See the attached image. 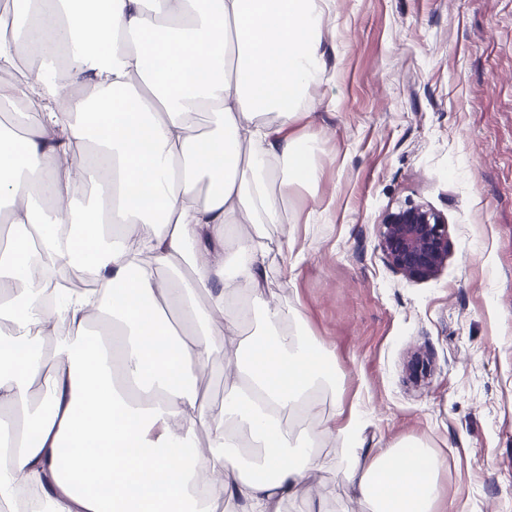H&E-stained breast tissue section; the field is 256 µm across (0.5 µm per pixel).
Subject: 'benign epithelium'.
<instances>
[{
    "label": "benign epithelium",
    "instance_id": "obj_1",
    "mask_svg": "<svg viewBox=\"0 0 512 512\" xmlns=\"http://www.w3.org/2000/svg\"><path fill=\"white\" fill-rule=\"evenodd\" d=\"M380 248L387 265L405 279L433 278L448 262V224L433 209L408 204L386 216Z\"/></svg>",
    "mask_w": 512,
    "mask_h": 512
}]
</instances>
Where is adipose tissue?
<instances>
[{"label": "adipose tissue", "mask_w": 512, "mask_h": 512, "mask_svg": "<svg viewBox=\"0 0 512 512\" xmlns=\"http://www.w3.org/2000/svg\"><path fill=\"white\" fill-rule=\"evenodd\" d=\"M330 5L11 0L0 13L12 74L0 106L24 102L29 128L0 138V198L18 230L0 253V412L18 417L13 446L0 445V499L29 485L49 512H324L307 485L330 437L370 512H466L418 440L368 449L358 412L324 419L320 389L340 381L332 354L264 293L273 247L258 227L279 223L283 190L316 180L312 142L292 125L326 67ZM90 190L94 204L74 212ZM245 221L254 233L224 248ZM86 250L96 299L44 310L42 269ZM182 261L191 275L159 276ZM32 344L51 364L17 363ZM219 350L232 372L217 405L199 378ZM302 411L320 426L295 431Z\"/></svg>", "instance_id": "obj_1"}]
</instances>
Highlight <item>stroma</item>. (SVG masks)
Returning <instances> with one entry per match:
<instances>
[{"label": "stroma", "mask_w": 512, "mask_h": 512, "mask_svg": "<svg viewBox=\"0 0 512 512\" xmlns=\"http://www.w3.org/2000/svg\"><path fill=\"white\" fill-rule=\"evenodd\" d=\"M324 41L296 125L320 136L318 177L263 227L266 294L332 352L367 447L420 440L445 458L449 497L512 512V0H334ZM408 202L448 221L429 280L380 249L385 214ZM321 453L326 512H367L336 443Z\"/></svg>", "instance_id": "1"}]
</instances>
